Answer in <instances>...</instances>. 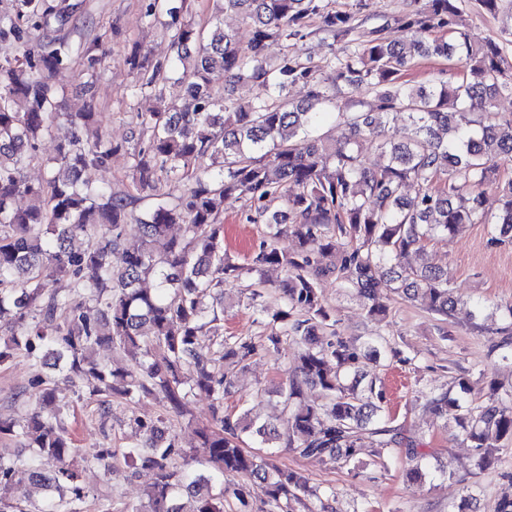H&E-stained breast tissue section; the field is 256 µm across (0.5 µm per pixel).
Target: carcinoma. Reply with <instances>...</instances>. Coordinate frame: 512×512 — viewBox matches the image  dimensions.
<instances>
[{
    "mask_svg": "<svg viewBox=\"0 0 512 512\" xmlns=\"http://www.w3.org/2000/svg\"><path fill=\"white\" fill-rule=\"evenodd\" d=\"M212 22L198 28L188 19L187 0H149V19L168 17L175 57L147 67L136 55L128 64L142 78L140 92L163 100L160 81L181 72L186 90L182 105L151 108L138 114L149 135L133 147V186L157 202L133 218L130 201L106 186L81 181L89 168H106L123 148L97 127L95 80L104 49L98 36L78 43L67 29L82 7L80 0H13L0 14V364L23 353L67 373L91 376L93 394L127 401L155 396L172 411L193 392L212 400V422L199 428L201 462L207 470L171 467L180 453L164 440L158 420L135 419L145 440L123 450L124 461L154 472L145 501L124 512H225L234 498L239 512H250V488L224 483V476H245L256 484L264 512H294L304 496H318L302 474L246 448L244 437L270 445L282 442L303 457L334 465L352 460L369 443L381 454L405 446L415 462L407 472L418 483L423 471L418 443L401 435L383 415V393L372 381L361 385V353L340 338L326 309L320 281L333 277L362 299L371 319H382L390 292L448 322L457 304L448 271L405 264L412 250L464 224H490L494 238L512 242V178L497 177L498 160L512 157V113L497 109L512 96V54L506 42L475 44L453 31L465 0H420L399 19L403 38L389 35L384 22L369 30L356 16L369 8L355 0L340 10L332 0H216ZM239 14L248 32L241 45L224 29L223 15ZM317 15L322 31L342 41L336 53L314 62L285 51L269 56L274 43L311 35L307 19ZM87 80L76 84L84 96L81 112H63L68 87L60 82L74 57ZM418 58L448 62V70L427 88H413L403 72ZM331 67L335 80L318 78ZM247 80L258 93L246 102L218 94ZM303 84L307 98L286 100L290 85ZM369 95L356 107L343 92ZM480 111H473L474 104ZM334 114L348 126L342 141L313 135L320 116ZM402 116L412 127L409 139L388 136L390 120ZM45 136L56 140L54 164L68 176L31 182L25 170ZM377 144L385 161L365 164V142ZM210 164L198 166L201 159ZM181 187L177 196L160 192L162 181ZM496 185L502 207L491 216L483 208L487 184ZM413 195H404L406 187ZM251 203L247 220L265 224L269 238L290 230L297 244L284 253L259 245L249 271L276 267L284 272L279 288L287 309L273 314L283 334L301 344L294 368L281 389L286 417L262 422L244 412L224 414V397L234 388L233 374L216 366L212 347L237 365L256 353L243 338L225 337L222 302L208 304L242 266L224 250L219 207L227 197ZM25 208L14 206L19 198ZM288 205V220L272 209ZM141 244L122 248L130 220ZM183 225L179 237L169 234ZM122 253V264L112 257ZM55 277L69 283L66 293L46 292L42 282ZM151 282L153 287L145 284ZM107 346L122 353L129 366L115 369L96 352ZM319 387L325 403L305 401V387ZM41 410L20 419H0V440L15 439L30 452L29 469L52 495L35 512H81L86 492L70 467L78 452L65 424V407L56 389L43 381ZM465 438L483 471L512 444V385L493 384L487 400L461 422ZM49 456L57 472L42 475L36 461ZM90 460L112 472L114 452L97 448ZM17 459L0 453V487L9 484Z\"/></svg>",
    "mask_w": 512,
    "mask_h": 512,
    "instance_id": "obj_1",
    "label": "carcinoma"
}]
</instances>
